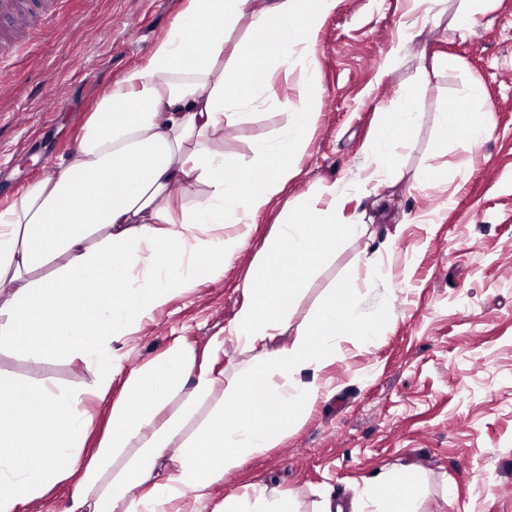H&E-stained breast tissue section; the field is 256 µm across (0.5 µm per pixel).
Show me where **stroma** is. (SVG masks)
Returning a JSON list of instances; mask_svg holds the SVG:
<instances>
[{"mask_svg":"<svg viewBox=\"0 0 512 512\" xmlns=\"http://www.w3.org/2000/svg\"><path fill=\"white\" fill-rule=\"evenodd\" d=\"M182 3L64 0L53 28L0 74V202L75 147L103 93L149 54ZM462 7L447 0L437 18L422 0H337L316 46L315 100L304 103L293 80L278 76L269 93L280 113L247 115L224 133L225 154L247 160L288 113H317L283 204L260 216L223 277L176 291L119 344L129 369L174 339L200 353L223 335L284 203L316 194L335 200L337 223L364 225L319 266L268 348L291 344L329 289L377 264L388 275L371 282L367 300L388 309L379 339L340 337L318 375L322 397L277 447L234 472L235 486L294 492L299 512H317L328 493L352 502L378 475L404 468L417 476V512H512V0L461 26ZM472 80L485 90L489 135L465 152L439 148V115ZM405 91L419 122L396 160L399 175L358 197L353 182L379 114ZM0 376L80 387L93 372L5 350Z\"/></svg>","mask_w":512,"mask_h":512,"instance_id":"1","label":"stroma"}]
</instances>
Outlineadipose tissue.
Segmentation results:
<instances>
[{"mask_svg": "<svg viewBox=\"0 0 512 512\" xmlns=\"http://www.w3.org/2000/svg\"><path fill=\"white\" fill-rule=\"evenodd\" d=\"M336 0H184L148 57L112 82L85 121L76 149L55 173L0 205V348L26 359L78 360L95 380L28 390L0 378V512H26L61 485L67 512H298L292 495L262 486L212 502L209 489L250 456L276 447L315 403L319 373L341 336L374 337L385 311L357 286L332 289L292 346L266 351L317 265L362 225L336 221L316 196L283 211L244 285L245 299L205 356L174 342L159 358L124 371L115 344L173 293L216 278L247 244L253 224L287 191L312 136L315 115L289 113L250 161L228 157L224 130L257 109L296 66L313 101L321 24ZM247 41L225 56L227 30ZM418 115L387 107L368 151L365 196L396 174ZM487 132L484 90L469 85L437 125L441 146L467 149ZM47 276L35 272L48 263ZM234 339L255 360L221 386L214 364ZM120 390H113V383ZM111 399L112 428L84 458L89 398ZM175 411L167 406L173 399ZM403 470L365 488L353 512H415Z\"/></svg>", "mask_w": 512, "mask_h": 512, "instance_id": "1", "label": "adipose tissue"}]
</instances>
